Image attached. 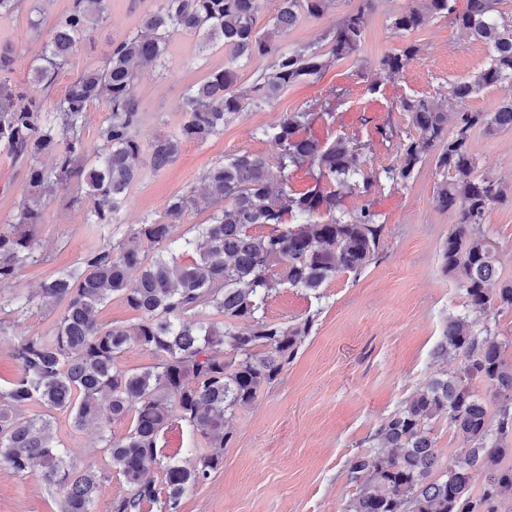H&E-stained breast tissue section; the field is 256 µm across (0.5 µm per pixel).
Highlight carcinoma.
Returning a JSON list of instances; mask_svg holds the SVG:
<instances>
[{"mask_svg": "<svg viewBox=\"0 0 512 512\" xmlns=\"http://www.w3.org/2000/svg\"><path fill=\"white\" fill-rule=\"evenodd\" d=\"M107 2L73 0L46 32L40 18L30 20L41 45L30 62L27 92L7 77L15 65L12 52H0V149L21 164L25 179L11 228L0 230V282L39 262L33 230L61 187L73 186L89 202L91 226L121 223L143 150L153 170L163 171L177 160L183 142L205 143L246 108L321 78L358 53L373 10V0H360L324 35L330 45L325 52L317 44L288 49L279 37L304 14L322 17L335 0H278L263 32L262 0H154L140 31L113 44L104 63L85 70L63 94L52 95L60 71L103 21ZM497 4L467 0L457 13L454 0H412L394 19L396 30L409 32L433 16L447 17L489 52L484 68L454 83L447 102L400 101L415 134L398 143L396 164L365 173L360 157L368 145L343 136L326 143L315 138L310 130L319 103L307 102L260 128L279 146L274 159L244 152L209 168L202 193L172 196L161 218H144L124 237L47 276L39 296L61 310L50 333L8 343L18 371L0 383V465L23 475L37 464L44 481L63 491L59 512H94L111 476L90 463H70L53 433L58 411L78 429L96 428L98 445L127 486L108 512H182L186 493L224 465L229 419L278 380L312 329L309 316L288 326L266 319L269 298L288 286L319 299L337 274L371 264L384 225L369 204L348 211L346 197L369 196L382 180L404 183L429 156L442 175L433 202L458 215L442 246V268L456 279L470 310L489 316L512 311V279L501 278L497 245L483 231L504 193L497 180L478 171L470 149L477 128L512 129V99L494 112L466 108L484 89L512 82V24ZM176 36L196 38L201 53L218 47L229 57L224 68L188 89L181 128L145 145L134 87L143 68L165 66ZM419 52L418 45L407 44L384 56L381 71L396 76ZM255 56L269 59L268 69L250 86L237 87V63ZM97 102L105 103L108 115L90 159L84 131ZM450 110L456 114L451 133ZM43 154L53 156L51 165L38 161ZM272 166L283 174L305 167L313 183L297 191L284 179L275 188ZM202 211L208 212L205 222L176 243L172 227ZM113 296L137 313L135 323L100 320L102 305ZM28 305L15 297L0 311L19 316ZM511 343L494 320L448 317L432 356L442 364L458 358L460 368L417 388L375 430L372 452L350 460L349 479L358 493L345 512H502V499L512 492V441H506L512 433V364L503 358ZM132 346L151 351L157 363L139 372L124 369L120 358ZM30 403L45 413L20 416L17 407ZM125 418L129 431L113 438L110 425ZM442 418L461 441L462 455L436 476L431 424ZM175 421L188 435L184 461L160 445ZM478 469L487 476L476 488ZM156 470L158 481L150 476Z\"/></svg>", "mask_w": 512, "mask_h": 512, "instance_id": "obj_1", "label": "carcinoma"}]
</instances>
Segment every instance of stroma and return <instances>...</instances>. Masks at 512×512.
Returning a JSON list of instances; mask_svg holds the SVG:
<instances>
[{"mask_svg": "<svg viewBox=\"0 0 512 512\" xmlns=\"http://www.w3.org/2000/svg\"><path fill=\"white\" fill-rule=\"evenodd\" d=\"M357 4L336 0L323 17L301 18L283 34L282 43L296 48L319 41ZM409 4L376 0L354 58L337 63L321 79L304 81L261 107L246 109L225 124L222 135L206 143L184 142L178 159L166 170L153 171L149 154H141V179L130 191L121 231L144 217H160L172 195L202 190V173L225 159L246 151L274 158L278 147L261 137L259 128L311 100L329 101L333 112L332 118L314 123L316 138L341 135L366 143L362 167L368 173L395 164L397 149L382 140L379 130L389 126L409 131L399 101L447 97L454 82L488 61L485 46L455 30L448 18H430L410 33L393 29L395 17ZM153 7L154 0H109L104 25L80 44L60 72L56 93H63L86 69L102 65L113 43L135 33ZM413 42L420 46L418 56L394 80L382 79V58ZM35 47L27 15L0 16V50L10 49L16 57L9 75L12 83L26 85ZM226 59L225 51L200 55L194 40L174 38L166 67L145 70L134 89L141 103L142 141L177 131L189 86L223 68ZM341 88L346 97L334 98ZM472 151L479 171L499 179L506 190L505 200L490 210L485 229L499 245L501 275L510 278L512 131L475 130ZM440 179L429 158L406 182L384 180L371 197H347V210L357 211L369 202L380 215L384 233L375 259L361 272L339 273L322 298L285 287L269 299L267 319L288 325L310 316L312 330L278 381L235 412L223 467L187 492L183 512H344L356 493L348 478L349 459L367 452L380 423L440 372L433 348L448 316L466 310L457 281L442 269L441 247L458 216L433 204ZM23 189L21 168L0 151V228H7ZM86 209L74 188L59 190L34 231L39 264L0 283V302L17 295L30 300L24 316L0 322V374L15 370L8 348L11 339L46 333L57 318V310L39 296L41 281L78 261L88 248L109 243V236L89 232ZM54 432L74 465L91 462L110 471L106 453L96 446L94 428L73 429L61 416ZM61 496V490L44 483L40 467L18 476L0 466V512H54Z\"/></svg>", "mask_w": 512, "mask_h": 512, "instance_id": "stroma-1", "label": "stroma"}]
</instances>
